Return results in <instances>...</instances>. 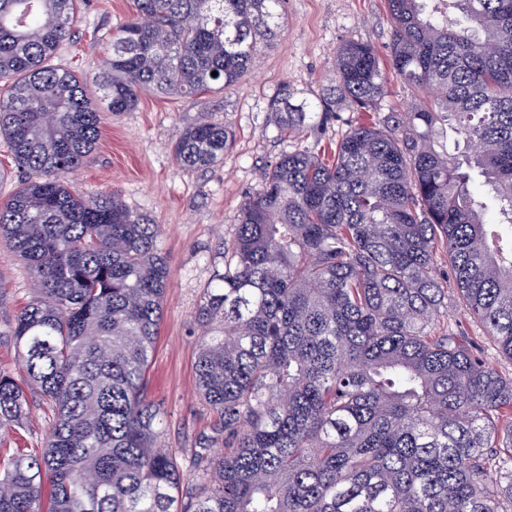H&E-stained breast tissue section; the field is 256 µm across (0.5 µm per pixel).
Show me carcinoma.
<instances>
[{
    "label": "carcinoma",
    "instance_id": "cac0c4a2",
    "mask_svg": "<svg viewBox=\"0 0 512 512\" xmlns=\"http://www.w3.org/2000/svg\"><path fill=\"white\" fill-rule=\"evenodd\" d=\"M282 3L134 0L96 76L107 111L236 86L284 34ZM386 3L390 67L425 100L376 115L381 61L341 45L337 95L317 108L325 121L339 98L368 118L327 157L281 154L245 197L190 323L216 420L183 454L202 468L184 490L146 380L169 277L158 226L66 182L102 126L86 78L52 63L81 0H0V136L20 174L0 239L38 293L15 319L22 381L0 375V428L26 415V386L56 410L42 455L0 473V512H41L45 476L48 512H512V375L440 326L438 273L444 256L512 360V0ZM290 98L271 111L297 131ZM231 140L201 119L173 153L210 168Z\"/></svg>",
    "mask_w": 512,
    "mask_h": 512
}]
</instances>
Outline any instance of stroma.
Listing matches in <instances>:
<instances>
[{"label":"stroma","instance_id":"stroma-1","mask_svg":"<svg viewBox=\"0 0 512 512\" xmlns=\"http://www.w3.org/2000/svg\"><path fill=\"white\" fill-rule=\"evenodd\" d=\"M134 12L133 0H84L56 63L93 76L113 33ZM283 13L285 34L263 49L238 85L194 99L141 94L134 110L105 114L91 163L70 177L86 195L118 192L131 210L159 226L158 245L170 277L148 394L166 412L161 439L166 448H191L212 426L213 413L196 388L197 343L190 321L213 276L218 248L238 223L242 202L256 189L263 165L297 147L319 149L365 118L340 101L327 124L289 134L281 132L271 100L285 87L295 105L313 104L328 93L334 86V56L343 43L370 45L381 62L389 60L392 20L386 0H285ZM203 118L224 124L233 142L220 164L182 169L173 144ZM34 298L31 270L0 242V374H20L11 333L17 314ZM52 419L49 404L30 391L23 420L0 431V465L19 454H39Z\"/></svg>","mask_w":512,"mask_h":512}]
</instances>
